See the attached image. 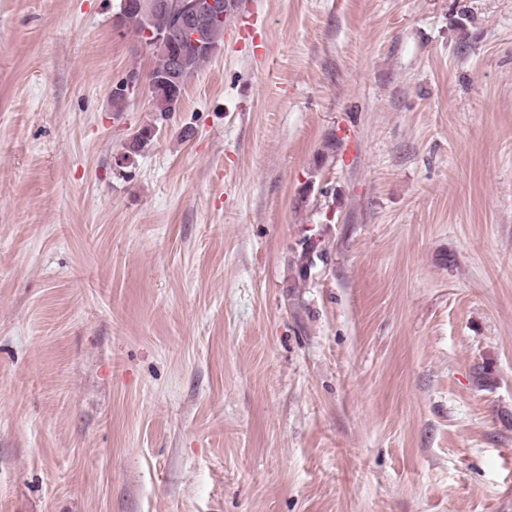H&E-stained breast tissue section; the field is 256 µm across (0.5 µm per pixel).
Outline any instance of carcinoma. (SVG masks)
<instances>
[{"instance_id": "carcinoma-1", "label": "carcinoma", "mask_w": 512, "mask_h": 512, "mask_svg": "<svg viewBox=\"0 0 512 512\" xmlns=\"http://www.w3.org/2000/svg\"><path fill=\"white\" fill-rule=\"evenodd\" d=\"M162 0L150 9L138 7H122L115 18V27L125 29L137 36L146 46L152 48L156 62L149 72L148 84L153 111L161 118L168 119L173 114L171 108L175 98L183 97L188 78L206 63L216 51L224 36L227 17H218L219 8L209 7L208 0H195L196 5L207 7L203 14V41L210 46L205 51L192 44L186 35L188 23L177 11L160 6ZM154 137L153 129L144 126L139 129L125 146L130 154L140 152ZM327 258L323 239L315 240V244L301 247L292 259L290 267L295 270L293 280L305 282L310 276L316 262Z\"/></svg>"}]
</instances>
